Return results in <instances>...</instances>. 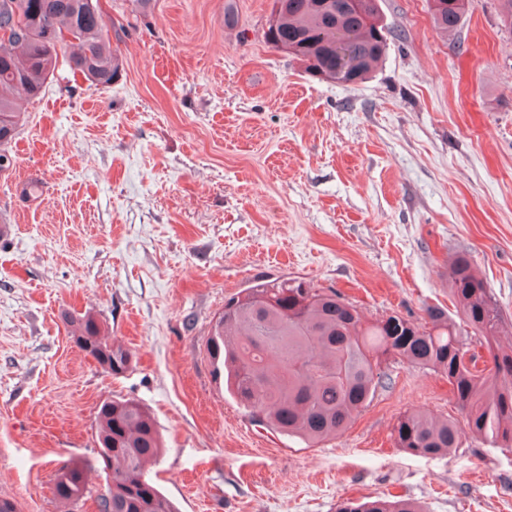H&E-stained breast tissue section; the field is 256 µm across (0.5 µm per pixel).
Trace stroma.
Here are the masks:
<instances>
[{"label":"stroma","mask_w":512,"mask_h":512,"mask_svg":"<svg viewBox=\"0 0 512 512\" xmlns=\"http://www.w3.org/2000/svg\"><path fill=\"white\" fill-rule=\"evenodd\" d=\"M124 69L110 87L62 67L0 175V498L64 512L59 468L105 482L95 415L138 402L165 452L147 475L177 512H336L402 496L427 512H512V449L472 434L440 457L397 448L399 417L456 416L446 377L407 361L316 447L267 432L220 386L211 322L252 282L303 279L365 320L452 310L469 254L512 344V20L466 0L440 35L431 0H378L377 72L307 76L264 38L271 0H103ZM233 11L234 26L224 24ZM91 313L132 354L107 372L63 313Z\"/></svg>","instance_id":"35a3bbf8"}]
</instances>
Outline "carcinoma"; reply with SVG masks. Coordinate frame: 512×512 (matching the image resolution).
<instances>
[{
	"label": "carcinoma",
	"instance_id": "cac0c4a2",
	"mask_svg": "<svg viewBox=\"0 0 512 512\" xmlns=\"http://www.w3.org/2000/svg\"><path fill=\"white\" fill-rule=\"evenodd\" d=\"M295 0L273 26L276 49L295 47L304 72L327 82L367 79L387 51L386 26L376 0ZM436 28L446 36L460 28L465 0H433ZM99 0H0V173L10 170L9 146L25 118L18 91L38 97L66 64L92 85L107 88L121 73L118 49L107 37ZM448 285L459 320L437 307L414 322L399 313L375 324L334 291L303 281H257L224 302L213 321L207 351L214 374L248 412L253 425L312 447L342 433L385 386L382 363L399 357L448 378L461 419L406 414L394 427L397 447L436 457L460 446L463 429L498 448H512V347L497 336L505 322L489 288L467 254L448 265ZM75 342L86 338L93 358L112 374L125 372L131 354L101 337L91 314L64 315ZM483 345L493 366H477L473 343ZM98 456L110 479L97 494L100 512H176L144 473L163 442L151 415L133 400H103L96 411ZM51 492L63 507L91 494L84 469L65 466ZM336 512H425L416 502L377 498L342 501Z\"/></svg>",
	"mask_w": 512,
	"mask_h": 512
}]
</instances>
